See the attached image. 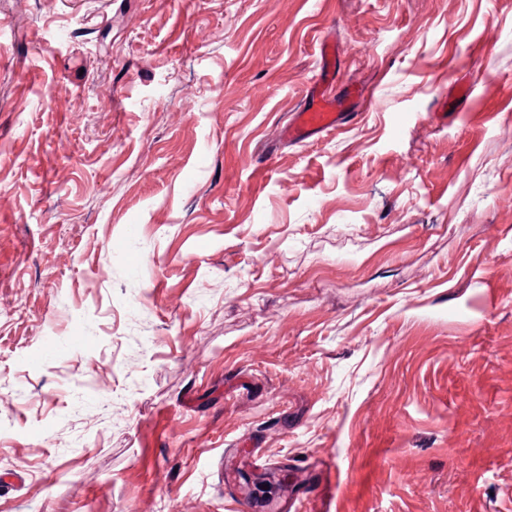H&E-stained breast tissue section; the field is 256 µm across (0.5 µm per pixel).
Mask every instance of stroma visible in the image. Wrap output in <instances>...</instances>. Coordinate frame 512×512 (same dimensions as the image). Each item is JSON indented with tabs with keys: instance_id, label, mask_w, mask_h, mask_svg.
<instances>
[{
	"instance_id": "stroma-1",
	"label": "stroma",
	"mask_w": 512,
	"mask_h": 512,
	"mask_svg": "<svg viewBox=\"0 0 512 512\" xmlns=\"http://www.w3.org/2000/svg\"><path fill=\"white\" fill-rule=\"evenodd\" d=\"M330 36L358 116L288 142ZM283 470L512 512V0H0V512Z\"/></svg>"
}]
</instances>
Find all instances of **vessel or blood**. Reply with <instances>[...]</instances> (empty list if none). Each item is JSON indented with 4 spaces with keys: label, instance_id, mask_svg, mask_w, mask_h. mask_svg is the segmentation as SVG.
I'll return each instance as SVG.
<instances>
[{
    "label": "vessel or blood",
    "instance_id": "vessel-or-blood-1",
    "mask_svg": "<svg viewBox=\"0 0 512 512\" xmlns=\"http://www.w3.org/2000/svg\"><path fill=\"white\" fill-rule=\"evenodd\" d=\"M336 48L322 43L319 51L318 71L307 94L304 107L296 112L285 134L289 140L299 141L314 134L328 133L352 120L350 108L356 98L355 91L338 96L330 87L336 79Z\"/></svg>",
    "mask_w": 512,
    "mask_h": 512
}]
</instances>
